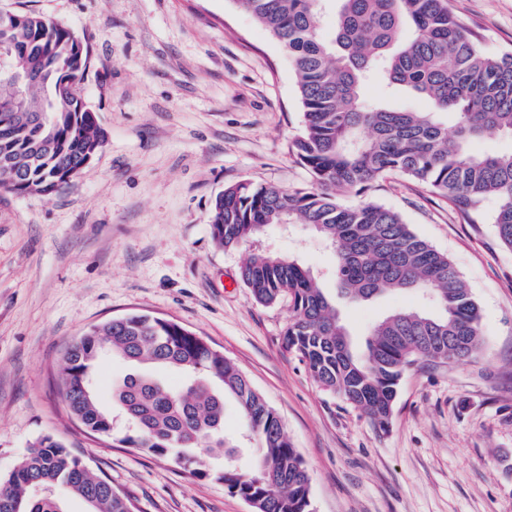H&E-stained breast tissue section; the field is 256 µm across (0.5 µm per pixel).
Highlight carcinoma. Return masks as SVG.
I'll use <instances>...</instances> for the list:
<instances>
[{"label": "carcinoma", "instance_id": "cac0c4a2", "mask_svg": "<svg viewBox=\"0 0 512 512\" xmlns=\"http://www.w3.org/2000/svg\"><path fill=\"white\" fill-rule=\"evenodd\" d=\"M288 52L297 78L303 129L294 140L312 185L287 189L240 182L215 199L211 235L224 249L261 236L272 224H306L336 256V282L351 302L385 292H417L436 311L403 308L376 323L357 350L310 268L273 252L250 251L242 283L264 305L288 301L291 319L282 347L305 365L319 387L389 428L406 369L425 359L457 362L482 350L481 315L472 292L447 254L402 216L369 198L343 204L336 190L364 195L400 175L444 197L466 224L483 222L482 205L498 201L492 217L499 240L512 249V151L480 152L489 132L512 135V52L489 55L448 0H238ZM332 11L330 39L319 27ZM23 61L29 91L45 100L43 127L0 111V189L50 195L76 180L105 133L97 116L71 92L88 64L69 28L34 13L0 28V54ZM382 94L365 98L372 75ZM399 91L427 100L425 112L393 108ZM453 127H448V119ZM110 352L134 369L112 384V401L133 434L120 443L170 456L193 473L224 456L217 477L254 512H312L310 478L279 417L224 353L181 325L130 313L89 327L60 360L68 410L85 431L112 435V414L84 373ZM185 377L164 385L155 371ZM237 403L243 431L259 448L243 473L224 436L226 397ZM59 493L37 494L34 486ZM94 500L92 512H135L130 499L51 436L30 445L0 478V512H66L62 494Z\"/></svg>", "mask_w": 512, "mask_h": 512}]
</instances>
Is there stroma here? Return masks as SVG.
I'll use <instances>...</instances> for the list:
<instances>
[{"label":"stroma","instance_id":"obj_1","mask_svg":"<svg viewBox=\"0 0 512 512\" xmlns=\"http://www.w3.org/2000/svg\"><path fill=\"white\" fill-rule=\"evenodd\" d=\"M484 51H512V0H450ZM76 32L89 51L74 93L106 140L74 186L0 190V476L53 437L129 494L137 512H252L224 483L174 459L84 434L57 363L94 324L131 312L169 319L224 352L279 416L303 457L314 512H512V249L490 218L466 224L445 199L394 175L373 198L447 253L481 310L485 350L424 361L400 382L387 431L322 392L283 350L287 304L258 303L240 249L210 233L215 197L249 181L306 188L292 143L296 77L281 44L236 0H0ZM263 246L298 258L335 298L356 345L392 311L389 293L339 299L333 251L305 225H273Z\"/></svg>","mask_w":512,"mask_h":512}]
</instances>
